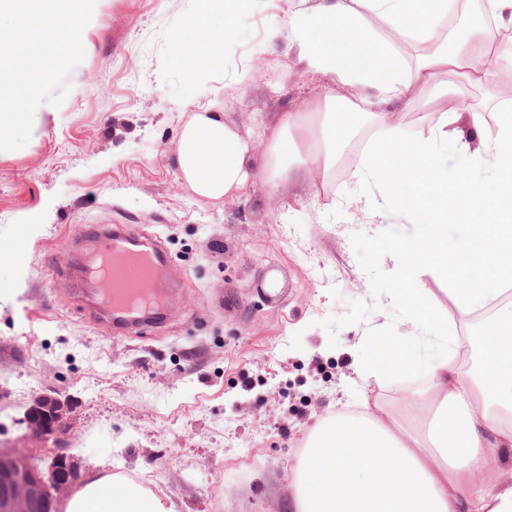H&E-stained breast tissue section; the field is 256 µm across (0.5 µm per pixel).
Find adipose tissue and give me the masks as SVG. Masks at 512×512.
Listing matches in <instances>:
<instances>
[{"instance_id": "adipose-tissue-1", "label": "adipose tissue", "mask_w": 512, "mask_h": 512, "mask_svg": "<svg viewBox=\"0 0 512 512\" xmlns=\"http://www.w3.org/2000/svg\"><path fill=\"white\" fill-rule=\"evenodd\" d=\"M249 0H196L174 29L175 68L189 73L217 65L235 34L234 17ZM451 0H323L313 14H296L287 25L310 68L340 83L362 86L361 104L340 108L332 96L313 103L306 135L284 122L266 148L267 187L312 168L331 169L346 150L348 132L364 122L380 134L363 152L353 174L357 184L378 179L377 214L403 217L408 232L381 242L391 254V279L412 332L380 335L358 360L369 376L416 373L419 348L471 345V367L448 355L429 367L425 383L404 409L339 414L308 434L292 472L295 512H512V489L474 498L468 491L487 481L512 449V307L496 308L512 282V113H498L487 127L479 112L468 124L480 136L471 147L458 129L456 100L440 74L460 71L469 86L490 87L501 66L512 68V0H486L494 27L471 25L464 38L442 41L440 23ZM86 0H0V46L29 49L24 109L0 101V128L31 125L33 108L45 107L47 86L61 64L58 44L78 52L87 17ZM381 16L394 31L387 39L369 25ZM438 42L429 55L409 61L407 46ZM438 89L441 115L426 137H409L396 109L413 92ZM250 144L220 112L192 113L183 123L176 163L197 196L220 199L248 177ZM457 226L449 237V226ZM449 285L451 308L436 307L419 278ZM495 311L474 340L452 335L456 316L487 306ZM65 512H172L166 501L135 481L108 474L83 483Z\"/></svg>"}]
</instances>
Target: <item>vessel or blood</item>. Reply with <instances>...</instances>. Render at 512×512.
<instances>
[{"mask_svg": "<svg viewBox=\"0 0 512 512\" xmlns=\"http://www.w3.org/2000/svg\"><path fill=\"white\" fill-rule=\"evenodd\" d=\"M93 253L111 266L109 275L84 269L82 280L92 288L94 304L116 328H139L152 323L161 303L149 296L163 281L164 259L160 252L142 242L130 224H94L88 229Z\"/></svg>", "mask_w": 512, "mask_h": 512, "instance_id": "b4317fda", "label": "vessel or blood"}]
</instances>
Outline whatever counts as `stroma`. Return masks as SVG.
Listing matches in <instances>:
<instances>
[{
  "instance_id": "35a3bbf8",
  "label": "stroma",
  "mask_w": 512,
  "mask_h": 512,
  "mask_svg": "<svg viewBox=\"0 0 512 512\" xmlns=\"http://www.w3.org/2000/svg\"><path fill=\"white\" fill-rule=\"evenodd\" d=\"M320 3L252 0L221 64L192 83L169 60L193 0H93L79 78L60 71L35 128L0 132V242L19 248L0 262L11 446L37 460L53 452L15 423L53 390L73 401L64 440L82 478L126 476L174 512H292L291 468L315 425L398 404L422 383L420 373L364 380L353 365L365 337L411 330L388 291L393 259L370 247L406 226L381 223L351 178L375 125L335 169L272 190L256 167L231 194L202 199L175 164L197 107L216 103L259 158L322 94L358 96L309 68L282 30ZM459 106L463 131L469 112L491 121L512 108V69ZM91 224L135 225L167 253L176 294L161 325L112 333L52 271L65 246L89 248Z\"/></svg>"
}]
</instances>
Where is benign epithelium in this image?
I'll return each instance as SVG.
<instances>
[{
    "mask_svg": "<svg viewBox=\"0 0 512 512\" xmlns=\"http://www.w3.org/2000/svg\"><path fill=\"white\" fill-rule=\"evenodd\" d=\"M71 411L58 394H41L22 423L31 437L47 440L65 427ZM79 480L71 457L61 450L41 467L14 449L0 448V512H57L55 504Z\"/></svg>",
    "mask_w": 512,
    "mask_h": 512,
    "instance_id": "benign-epithelium-1",
    "label": "benign epithelium"
}]
</instances>
